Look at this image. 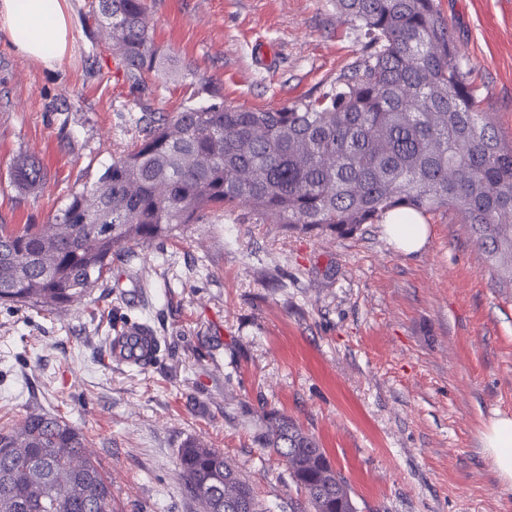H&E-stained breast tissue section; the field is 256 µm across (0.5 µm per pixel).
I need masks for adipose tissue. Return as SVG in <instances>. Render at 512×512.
<instances>
[{
    "label": "adipose tissue",
    "instance_id": "obj_1",
    "mask_svg": "<svg viewBox=\"0 0 512 512\" xmlns=\"http://www.w3.org/2000/svg\"><path fill=\"white\" fill-rule=\"evenodd\" d=\"M0 37L27 58L54 67L64 58L71 38L67 0H0ZM385 230L406 253L422 249L429 233L420 217L406 218L398 210L387 218ZM484 446L499 476L512 482V418L492 420Z\"/></svg>",
    "mask_w": 512,
    "mask_h": 512
}]
</instances>
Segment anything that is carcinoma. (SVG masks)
I'll return each instance as SVG.
<instances>
[{"label":"carcinoma","instance_id":"obj_1","mask_svg":"<svg viewBox=\"0 0 512 512\" xmlns=\"http://www.w3.org/2000/svg\"><path fill=\"white\" fill-rule=\"evenodd\" d=\"M367 56L317 98L277 109L224 102L145 112L137 136L96 182L45 224H0V305L49 310L81 299L112 263L176 224H212L246 209L269 224L355 234L396 209H448L496 264L512 255V142L479 109L462 50L436 0H336ZM126 81L144 84L160 50L145 0H97ZM11 177L43 185L31 158ZM259 447L286 462L304 494L292 512H357L345 476L318 439L276 410ZM204 512H267L224 452L192 439L179 451ZM0 512H112V483L81 433L30 412L0 428Z\"/></svg>","mask_w":512,"mask_h":512}]
</instances>
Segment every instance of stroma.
Returning <instances> with one entry per match:
<instances>
[{
    "label": "stroma",
    "mask_w": 512,
    "mask_h": 512,
    "mask_svg": "<svg viewBox=\"0 0 512 512\" xmlns=\"http://www.w3.org/2000/svg\"><path fill=\"white\" fill-rule=\"evenodd\" d=\"M471 68L481 110L512 140V0H438ZM90 0H71L74 42L54 69L0 40V224H44L97 181L141 112L225 103L278 108L318 97L365 54L335 0H147L164 56L130 88ZM46 184L17 188V159ZM407 254L384 224L352 236L258 223L244 210L182 224L127 266L51 311L0 305V425L34 409L83 434L112 483V512H203L177 464L191 438L223 451L270 512L302 495L255 441L263 409L316 435L357 512H512L482 446L512 417V285L467 225L426 214ZM149 324L144 367L108 364L112 328Z\"/></svg>",
    "instance_id": "stroma-1"
}]
</instances>
